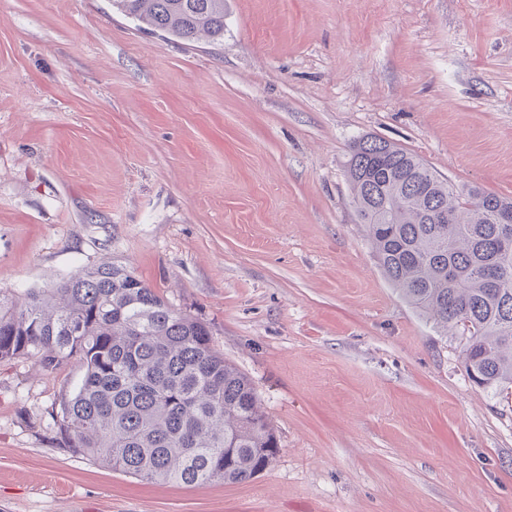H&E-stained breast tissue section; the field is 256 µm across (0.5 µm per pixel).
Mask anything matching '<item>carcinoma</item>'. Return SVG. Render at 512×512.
Masks as SVG:
<instances>
[{"label": "carcinoma", "mask_w": 512, "mask_h": 512, "mask_svg": "<svg viewBox=\"0 0 512 512\" xmlns=\"http://www.w3.org/2000/svg\"><path fill=\"white\" fill-rule=\"evenodd\" d=\"M127 17L183 41L224 39V0H113ZM352 204L385 277L436 328L466 337L477 386L512 388V248L497 216L512 199L457 188L381 138L352 143ZM448 211V221L431 219ZM83 375L61 396L58 445L146 481L247 482L279 451L250 379L208 326L173 309L123 266L84 268L51 291L0 295V360Z\"/></svg>", "instance_id": "cac0c4a2"}]
</instances>
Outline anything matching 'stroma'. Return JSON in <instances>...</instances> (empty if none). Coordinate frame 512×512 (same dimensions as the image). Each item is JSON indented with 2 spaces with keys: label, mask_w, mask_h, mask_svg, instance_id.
<instances>
[{
  "label": "stroma",
  "mask_w": 512,
  "mask_h": 512,
  "mask_svg": "<svg viewBox=\"0 0 512 512\" xmlns=\"http://www.w3.org/2000/svg\"><path fill=\"white\" fill-rule=\"evenodd\" d=\"M376 136L512 197V0H224L175 40L112 0H0V294L132 270L251 380L254 479L144 481L58 447L81 377L0 361V512H512V393L382 275Z\"/></svg>",
  "instance_id": "stroma-1"
}]
</instances>
